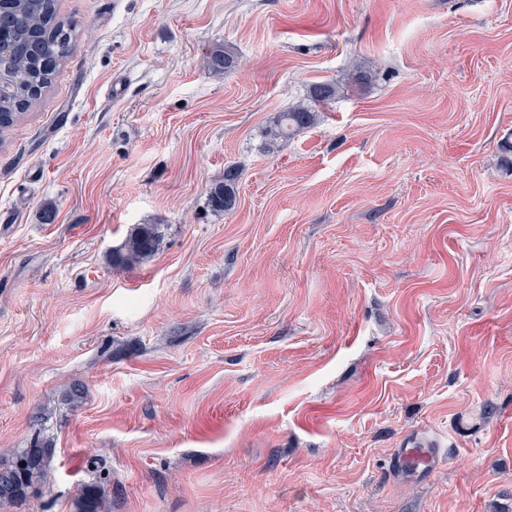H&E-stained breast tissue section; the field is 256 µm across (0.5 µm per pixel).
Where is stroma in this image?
Here are the masks:
<instances>
[{"mask_svg": "<svg viewBox=\"0 0 512 512\" xmlns=\"http://www.w3.org/2000/svg\"><path fill=\"white\" fill-rule=\"evenodd\" d=\"M57 4L0 145V454L41 409L55 451L0 512H75L91 462L103 512H512V0ZM423 432L441 464L390 471ZM238 65L235 55L224 48H213L206 57V66L209 71L219 74L232 72ZM337 94L338 88L331 83L314 85L309 103H300L277 113L272 125L266 130L267 139L272 143L286 141L302 129L314 125L320 104L333 100ZM237 172L232 168L224 170V180L215 184L209 191L210 206L217 211L231 210L236 204ZM159 226L156 224H137L124 242L114 259L120 264L138 262L151 256L159 244Z\"/></svg>", "mask_w": 512, "mask_h": 512, "instance_id": "obj_1", "label": "stroma"}]
</instances>
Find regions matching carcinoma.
<instances>
[{"instance_id": "carcinoma-1", "label": "carcinoma", "mask_w": 512, "mask_h": 512, "mask_svg": "<svg viewBox=\"0 0 512 512\" xmlns=\"http://www.w3.org/2000/svg\"><path fill=\"white\" fill-rule=\"evenodd\" d=\"M8 20L20 45L17 67L25 74V80L13 96L0 104V143L9 131L22 119L25 111L48 89L54 77L74 48L71 31L59 20L56 0H5L0 3V17ZM39 37L38 51L26 50L31 34ZM238 65L235 55L224 48H214L206 57L208 70L227 74ZM338 88L331 83L312 87L309 102L291 106L277 113L272 125L266 130L272 142L286 141L299 131L315 124L318 107L333 100ZM237 172L224 170V180L209 191L210 206L217 211H228L236 204ZM159 244V226L138 224L134 227L114 259L120 264L138 262L151 256ZM54 438L39 430L29 444L14 452L0 456V470L10 473V480L0 483V506L22 502L36 495L44 482L48 466L54 454ZM25 466H20V463ZM92 479L84 485L77 501L76 512H101L103 503L102 481L97 469L91 468Z\"/></svg>"}]
</instances>
